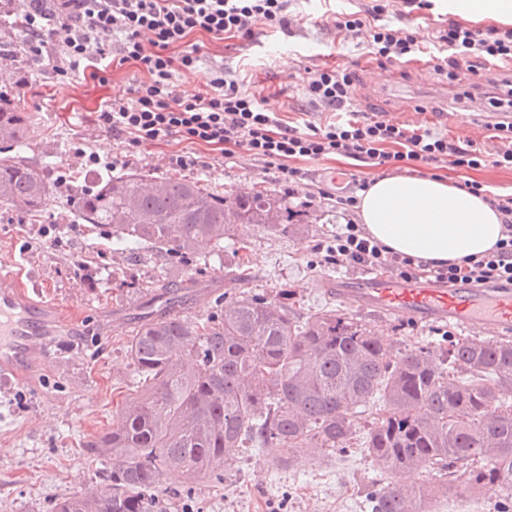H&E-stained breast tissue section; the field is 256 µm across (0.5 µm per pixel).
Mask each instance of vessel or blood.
<instances>
[{"instance_id": "vessel-or-blood-1", "label": "vessel or blood", "mask_w": 512, "mask_h": 512, "mask_svg": "<svg viewBox=\"0 0 512 512\" xmlns=\"http://www.w3.org/2000/svg\"><path fill=\"white\" fill-rule=\"evenodd\" d=\"M18 271L0 270V378L37 381L54 333L80 324L81 315L59 316L51 304L20 286ZM337 299L381 315L417 323L445 322L466 333L512 335V290L454 286L435 278L368 273L331 283Z\"/></svg>"}]
</instances>
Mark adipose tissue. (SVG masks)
<instances>
[{
	"label": "adipose tissue",
	"instance_id": "1",
	"mask_svg": "<svg viewBox=\"0 0 512 512\" xmlns=\"http://www.w3.org/2000/svg\"><path fill=\"white\" fill-rule=\"evenodd\" d=\"M442 2L452 15L512 24V0ZM358 214L375 241L428 263H457L491 252L504 232L501 214L484 196L441 178H376L360 193Z\"/></svg>",
	"mask_w": 512,
	"mask_h": 512
}]
</instances>
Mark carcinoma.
<instances>
[{
  "instance_id": "obj_1",
  "label": "carcinoma",
  "mask_w": 512,
  "mask_h": 512,
  "mask_svg": "<svg viewBox=\"0 0 512 512\" xmlns=\"http://www.w3.org/2000/svg\"><path fill=\"white\" fill-rule=\"evenodd\" d=\"M30 117L0 106V209L41 215L52 186L44 168L15 159ZM75 219L118 243L186 258L220 246L238 228L286 233L297 212L270 191L224 195L200 181L107 176L72 202ZM224 267V302L206 321L167 316L178 302L157 280L127 353L139 380L122 403L120 428L84 442L108 465L96 495L56 500L51 512H165L146 497L166 472L187 487L224 474L236 448L276 442L277 465H295L357 437L358 414L375 410L363 442L395 479L371 496L372 512H430L440 498L489 492L512 498V341H449L442 352L394 353L366 325L321 312L300 319L263 295L231 293L244 280L242 252ZM424 468L441 479L408 486Z\"/></svg>"
}]
</instances>
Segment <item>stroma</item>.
I'll use <instances>...</instances> for the list:
<instances>
[{"instance_id":"1","label":"stroma","mask_w":512,"mask_h":512,"mask_svg":"<svg viewBox=\"0 0 512 512\" xmlns=\"http://www.w3.org/2000/svg\"><path fill=\"white\" fill-rule=\"evenodd\" d=\"M374 2L294 0L291 11L296 21L289 31L260 26L251 40L231 39L223 45L203 33L191 35L189 41L197 45L200 60L194 70L175 71L174 79L194 89L206 83L212 69L224 68L264 89L266 107L281 123L302 127L331 119L327 113L308 112L302 83L306 69L327 63L358 76L349 111L383 110L397 121L439 130L452 138L468 137L482 149H491L484 137L487 110L458 98L470 81L466 71L451 76L408 63L382 66L372 52V26H365L350 41L337 34L332 24L335 13L357 12ZM447 17L436 7H406L390 12L385 22L428 42ZM24 67L21 57L0 60V89L8 90L11 108L33 116L32 143L20 157L49 163L48 175L55 188L39 223L28 221L23 210H0V265L21 258L24 280L34 281L59 306L83 312L84 319L79 330L51 337L36 385L0 380V512H47L53 501L99 486L103 464L88 460L80 445L118 424V394L131 388L135 378L126 347L128 328L113 326L106 336L103 321L114 314L140 313L145 298L133 290V283L147 284L162 272L178 285L192 279L210 283L195 312L199 318L210 315L225 291L214 280L223 275L225 265L233 263L238 241L225 239L211 267L202 269L167 263L144 251L129 253L118 249L105 232L72 223L71 198L103 175V162L120 152L119 142L109 136L88 138L94 113L105 100L121 94L139 71L127 64L111 72L107 84L89 82L59 90L47 72L40 76L41 95L34 97L14 85ZM92 151L100 155L101 165L86 166L83 155ZM171 151L164 143L143 147L134 163L117 165L116 170L157 180L197 178L226 194L253 187L279 189L273 175L265 173L247 152L238 150L226 158L209 151L207 167L185 169L169 162ZM295 165L307 177L287 205L306 210L305 223L285 234L258 227L243 230L248 291L271 297L289 291V307L304 316L333 310L357 318L372 326L397 353L420 347L432 351L460 338V330L452 325L381 316L340 302L326 290V279L347 273L343 267L316 264V244L344 222L334 198L350 175L369 181L385 170L339 155L299 159ZM402 172L461 185L476 181L488 193L512 194V169L489 160L476 169L413 161ZM116 275L129 280V287H117L112 281ZM284 455V450L271 444L236 449L223 478L207 475L196 481L190 497L182 502L185 512H371L370 491L389 478L384 466L358 445L322 459H306L289 469L275 468V460Z\"/></svg>"}]
</instances>
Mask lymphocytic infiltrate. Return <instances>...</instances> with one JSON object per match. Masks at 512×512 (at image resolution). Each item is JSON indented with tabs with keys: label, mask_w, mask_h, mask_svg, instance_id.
<instances>
[{
	"label": "lymphocytic infiltrate",
	"mask_w": 512,
	"mask_h": 512,
	"mask_svg": "<svg viewBox=\"0 0 512 512\" xmlns=\"http://www.w3.org/2000/svg\"><path fill=\"white\" fill-rule=\"evenodd\" d=\"M292 0H7V13L19 36L9 60L25 57L30 70L18 88L37 92V73L45 61L63 55L54 73L61 82L91 79L105 82L110 65L131 63L143 76L96 113L98 132L122 143L125 152L160 141L179 140L232 154L241 149L275 172L285 188L299 184L302 173L293 160L341 155L371 167L408 161L448 163L477 168L485 160L475 143L449 141L447 134L413 128L388 118L386 112L351 113L341 117L357 76L333 67L307 69L303 90L314 112L337 118L302 133L280 125L268 112L261 90L246 88L237 76L216 70L205 90H187L173 81L174 68H196L200 57L188 38L201 32L211 39L251 38L256 27L287 29ZM391 8L380 0L371 15L375 56L388 62L412 61L425 52L414 34L390 28L382 18ZM440 49L449 51L448 65L471 75L473 89L498 116L489 129L497 166L512 168V78L494 80L488 71L497 61H512V28L479 34L456 19L436 31ZM503 216L505 236L495 249L458 263L430 266L392 253L374 241L362 225L347 222L317 246L323 267H351L402 278L433 277L451 284L512 289V194L490 197Z\"/></svg>",
	"instance_id": "f902f5d3"
}]
</instances>
